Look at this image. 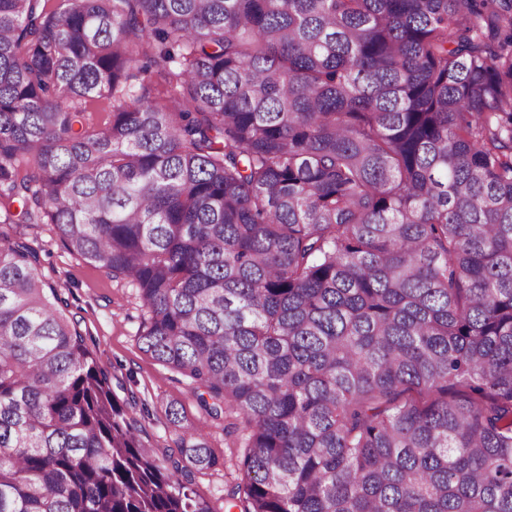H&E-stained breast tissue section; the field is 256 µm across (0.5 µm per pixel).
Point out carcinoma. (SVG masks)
<instances>
[{"label":"carcinoma","instance_id":"obj_1","mask_svg":"<svg viewBox=\"0 0 512 512\" xmlns=\"http://www.w3.org/2000/svg\"><path fill=\"white\" fill-rule=\"evenodd\" d=\"M11 224L138 289L241 512H512V0H0V512H212Z\"/></svg>","mask_w":512,"mask_h":512}]
</instances>
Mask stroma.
<instances>
[{
  "label": "stroma",
  "instance_id": "1",
  "mask_svg": "<svg viewBox=\"0 0 512 512\" xmlns=\"http://www.w3.org/2000/svg\"><path fill=\"white\" fill-rule=\"evenodd\" d=\"M12 232L38 252L43 282L67 301L66 316L85 337L99 365L109 371L114 393L130 402L129 415L146 446L154 449L158 460L177 457L181 431L167 421L165 405L181 402L220 459L215 469L195 474V489L213 512H239L225 503L224 496L237 479L234 462L243 437L226 435L223 421L208 418L199 408L189 379L141 350L138 331L144 309L137 289L70 253L50 225L16 224Z\"/></svg>",
  "mask_w": 512,
  "mask_h": 512
}]
</instances>
